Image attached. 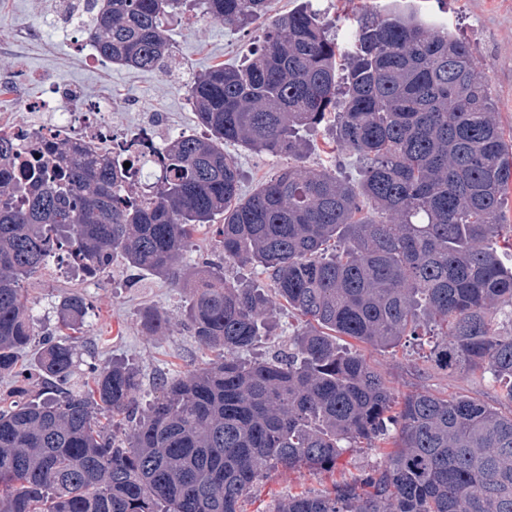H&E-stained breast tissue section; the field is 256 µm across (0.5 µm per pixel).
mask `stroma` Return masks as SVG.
Here are the masks:
<instances>
[{"label": "stroma", "mask_w": 512, "mask_h": 512, "mask_svg": "<svg viewBox=\"0 0 512 512\" xmlns=\"http://www.w3.org/2000/svg\"><path fill=\"white\" fill-rule=\"evenodd\" d=\"M45 0H0V38L13 34L18 27L39 29L41 37L32 42L23 57L26 71L42 75V82L26 86L29 96L47 94L48 80L62 79L91 94L112 93L110 119L115 133L144 123L149 114H157L162 133L188 131L203 134L187 92V83L198 73L221 64H238L257 43L265 26L256 21L238 29L201 20L194 13L172 22L167 35L174 46L176 64L165 71H138L105 63L91 66L77 63L72 41L57 29L43 23ZM317 8L336 22L337 38L350 29L348 18L369 10H408L413 0H317ZM435 23L447 25L470 43L477 71L493 92L500 123L512 137V0H447V9L434 12ZM137 98L143 109L127 106ZM335 135L333 125H321L304 131L305 150L301 164L318 170L335 161L336 174L355 182L361 177L362 163L355 154L337 150L335 157L327 151ZM224 151L237 162L241 171V190L251 192L258 184L274 177L289 164L285 155L250 151L228 142ZM223 263L227 278L252 281L263 289L271 288L267 275L249 266L224 262L216 225L198 230L185 255L187 265L202 259ZM32 307L38 337L58 336V303L68 293L84 295L90 312L80 331L82 346L79 358L108 366L123 363L138 370L141 377L140 403H148L158 393L163 377L183 375L214 359L215 354L198 348L184 324V311L190 300L188 289L174 287L170 281L146 271L129 267L122 258H114L110 268L87 277L74 273L67 278L52 279L47 269H40L23 283ZM155 311L167 321L165 335L149 334L143 325L146 311ZM273 329L253 349V356H270L285 347L289 336L303 325L295 312L277 307L272 315ZM433 340L423 336L409 340L395 349L377 351L362 346L370 365L385 377L396 395L428 391L436 395H465L502 411L512 410L504 399L503 388L481 373L451 374L434 369L428 359ZM383 456L372 448H358L341 457L335 471H273L259 480L243 504L244 512H268L278 497L287 493L320 492L331 488L336 480L360 474L381 464Z\"/></svg>", "instance_id": "35a3bbf8"}]
</instances>
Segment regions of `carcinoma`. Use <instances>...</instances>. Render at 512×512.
<instances>
[{"label":"carcinoma","mask_w":512,"mask_h":512,"mask_svg":"<svg viewBox=\"0 0 512 512\" xmlns=\"http://www.w3.org/2000/svg\"><path fill=\"white\" fill-rule=\"evenodd\" d=\"M87 38L104 59L164 70L166 26L187 12L226 27L265 17L270 0H89ZM351 41L305 0L274 17L248 58L188 83L208 135L165 144L156 182L66 143L10 165L0 137V372L32 344L20 282L66 250L89 274L120 255L172 283L185 321L224 355L163 377L139 410V373L89 363L48 339L34 399L0 410V512H243L269 471H332L350 448L390 447L358 480L290 494L268 512H512V414L461 395L399 399L346 336L397 348L425 329L441 370L506 383L512 403V265L495 248L512 184L506 137L468 41L415 12L355 16ZM334 116L335 144L363 161L353 184L290 166L241 194L224 142L299 159L301 132ZM224 261L261 267L272 292L224 266L182 264L216 217ZM287 304L304 319L288 351L243 359ZM88 310L72 293L62 326Z\"/></svg>","instance_id":"carcinoma-1"}]
</instances>
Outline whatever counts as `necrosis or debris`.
Returning <instances> with one entry per match:
<instances>
[{
  "label": "necrosis or debris",
  "instance_id": "1",
  "mask_svg": "<svg viewBox=\"0 0 512 512\" xmlns=\"http://www.w3.org/2000/svg\"><path fill=\"white\" fill-rule=\"evenodd\" d=\"M23 87V81L15 75L0 76V96L15 103L14 111L0 113V136L12 138L17 146L12 168H22L32 144L50 147L69 141L78 146L94 145L108 158L124 149L144 160L150 173L161 171L165 140L153 123H144L118 137L113 135L108 119L111 98H91L62 80L52 82L49 96L43 99L26 96Z\"/></svg>",
  "mask_w": 512,
  "mask_h": 512
}]
</instances>
